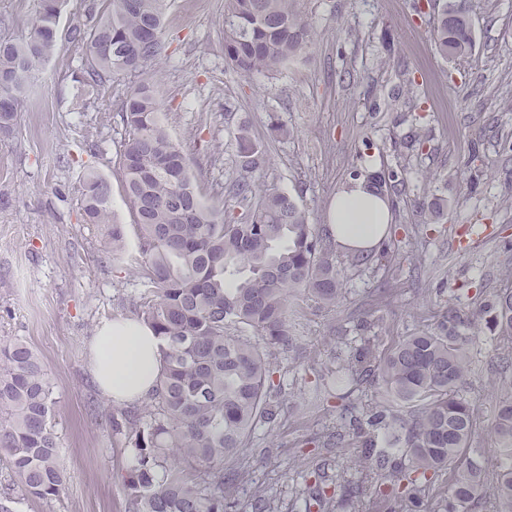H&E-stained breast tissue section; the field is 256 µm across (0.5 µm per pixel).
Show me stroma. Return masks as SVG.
I'll return each mask as SVG.
<instances>
[{
	"label": "stroma",
	"instance_id": "obj_1",
	"mask_svg": "<svg viewBox=\"0 0 512 512\" xmlns=\"http://www.w3.org/2000/svg\"><path fill=\"white\" fill-rule=\"evenodd\" d=\"M93 2L62 0L56 52L27 92L13 135L0 139V337L24 341L47 366L67 472L61 499L24 498L17 512H128L124 476L133 459L112 428L117 406L94 382L89 353L101 323L137 314L138 239L119 146L122 102L142 75L107 79L82 96L85 52L71 30L92 25ZM413 2L294 0L314 30L305 59L244 75L224 57V0H165L159 107L202 198L224 202L225 221L238 215L225 186L241 123L270 145L266 181L319 229L336 192L365 174L367 155L382 176H406L386 187L391 261L347 271L334 307L304 297L294 304L298 347L281 354L274 374L283 384L281 417L257 429L247 450L252 481L280 512H304L313 469L335 481L357 450L347 443L329 454L315 443L340 422L338 401L318 378L330 352L368 340L384 353L434 329L447 306L474 311L512 286V0H465L474 45L448 59ZM36 10L37 0H0V39L28 37ZM89 170L111 185L125 229L120 255L106 226L84 221L81 177ZM435 203L442 217L422 223L420 206ZM471 356L463 393L481 416L472 445L491 467L499 456L491 423L512 387L492 381L500 350L486 320Z\"/></svg>",
	"mask_w": 512,
	"mask_h": 512
}]
</instances>
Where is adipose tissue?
Instances as JSON below:
<instances>
[{"label":"adipose tissue","mask_w":512,"mask_h":512,"mask_svg":"<svg viewBox=\"0 0 512 512\" xmlns=\"http://www.w3.org/2000/svg\"><path fill=\"white\" fill-rule=\"evenodd\" d=\"M393 221L388 195L363 177L337 192L328 211L327 228L343 252L371 255L387 239ZM162 347L161 338L139 320L103 322L90 348V368L99 390L122 405L148 398L163 367Z\"/></svg>","instance_id":"obj_1"}]
</instances>
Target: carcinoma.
I'll return each mask as SVG.
<instances>
[{
  "mask_svg": "<svg viewBox=\"0 0 512 512\" xmlns=\"http://www.w3.org/2000/svg\"><path fill=\"white\" fill-rule=\"evenodd\" d=\"M60 0H38L32 34L0 40V135L12 134L36 73L58 40ZM163 0H101L85 32L88 66L82 77L146 71L164 51ZM435 43L443 56L472 49L471 20L460 4L437 5ZM312 26L292 0H224V56L242 74L272 73L304 58ZM159 84L151 74L124 101L126 136L120 150L124 193L138 231L139 315L164 342L154 403L124 410L125 438L134 464L124 483L130 512H237L238 483L249 469L244 450L260 425L277 419L282 400L271 384L281 352L295 344L293 299L321 306L342 297L336 243L315 232L288 193L265 181L267 147L242 124L231 180L240 221L224 223V205L199 195L184 147L170 136L159 111ZM86 223L110 224L112 254L125 232L112 223L111 190L95 172L84 176ZM488 319L497 340L512 349V289L478 311L450 307L437 330L407 336L378 359L362 348L324 367L325 390L345 398L367 381L387 401L374 407L371 427L390 426L385 447L346 408L343 425L322 441L334 448L352 436L368 450L355 461L356 481L306 489L317 512H512V402L499 404L493 422L500 462L491 469L471 454L478 409L460 396L472 372L466 330ZM53 384L41 357L18 339L0 338V458L24 495L53 500L65 489L58 436L52 421ZM450 473L448 487L434 480ZM251 512H279L265 488H250Z\"/></svg>",
  "mask_w": 512,
  "mask_h": 512,
  "instance_id": "cac0c4a2",
  "label": "carcinoma"
}]
</instances>
